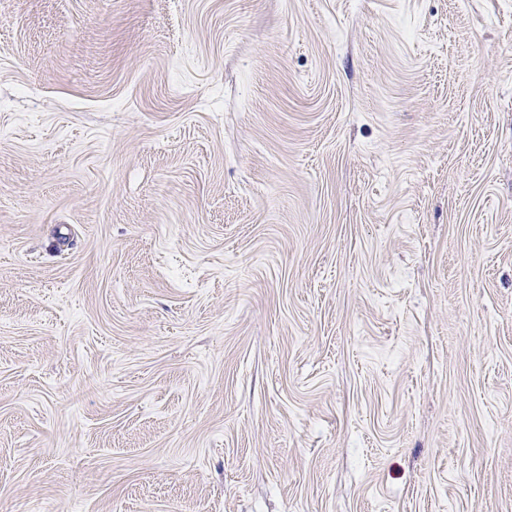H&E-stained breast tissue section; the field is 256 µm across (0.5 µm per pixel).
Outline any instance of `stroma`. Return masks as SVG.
<instances>
[{
  "instance_id": "obj_1",
  "label": "stroma",
  "mask_w": 512,
  "mask_h": 512,
  "mask_svg": "<svg viewBox=\"0 0 512 512\" xmlns=\"http://www.w3.org/2000/svg\"><path fill=\"white\" fill-rule=\"evenodd\" d=\"M0 512H512V0H0Z\"/></svg>"
}]
</instances>
